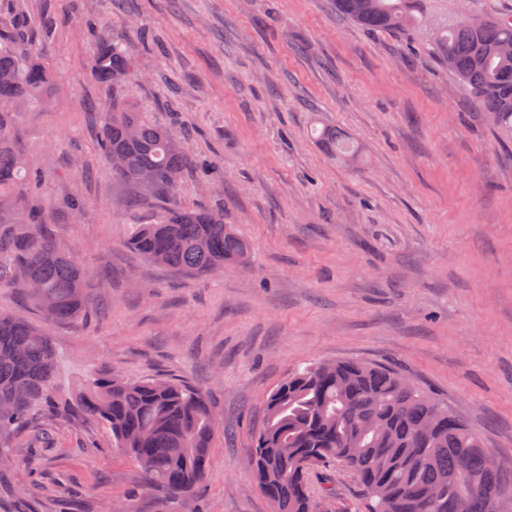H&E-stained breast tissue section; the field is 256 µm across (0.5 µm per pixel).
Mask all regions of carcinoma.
Masks as SVG:
<instances>
[{
  "label": "carcinoma",
  "instance_id": "cac0c4a2",
  "mask_svg": "<svg viewBox=\"0 0 512 512\" xmlns=\"http://www.w3.org/2000/svg\"><path fill=\"white\" fill-rule=\"evenodd\" d=\"M336 11L370 29L415 35L429 28L432 0H335ZM0 12V284L23 288L47 320L86 312L87 272L43 230L45 216L28 203L34 162L16 147L20 109H44L55 74L35 31ZM433 53L456 75L500 137L512 141V21L469 15L432 30ZM93 78L112 87L100 151L119 180L151 192L167 208L137 227L127 246L178 272L204 274L244 265L250 244L219 209L187 210L178 196L186 177H206L171 129L151 121L127 99L135 77L128 46L101 29ZM319 139L346 163L361 149L323 130ZM54 352L45 333L0 312L1 440L22 428L51 399ZM72 403L104 424L112 447L134 460L138 492L163 491L189 501L208 476L215 424L199 390L172 380H120L99 372L84 379ZM266 421L254 439L256 483L273 512H320L312 475L341 466L356 478L369 512H501L504 474L486 460L477 434L448 406L392 368L344 360L309 363L266 399Z\"/></svg>",
  "mask_w": 512,
  "mask_h": 512
}]
</instances>
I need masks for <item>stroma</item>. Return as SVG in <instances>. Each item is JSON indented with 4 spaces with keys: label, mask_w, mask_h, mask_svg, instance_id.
Returning a JSON list of instances; mask_svg holds the SVG:
<instances>
[{
    "label": "stroma",
    "mask_w": 512,
    "mask_h": 512,
    "mask_svg": "<svg viewBox=\"0 0 512 512\" xmlns=\"http://www.w3.org/2000/svg\"><path fill=\"white\" fill-rule=\"evenodd\" d=\"M512 17V0H435ZM44 16L58 81L50 106L18 116L42 173L48 231L88 273L92 303L45 325L59 401L13 435L0 467V512H108L136 476L97 421L62 399L92 370L182 379L214 411L205 512H272L255 481L254 437L268 393L308 362L389 366L448 405L512 473V146H503L427 38L368 30L334 0H9ZM133 51L129 99L214 171L180 203L218 206L251 260L178 274L126 245L164 206L112 174L99 149L110 87L90 73L88 25ZM315 126L359 142L331 159ZM85 208L73 215L69 201ZM326 512H367L355 478Z\"/></svg>",
    "instance_id": "stroma-1"
}]
</instances>
